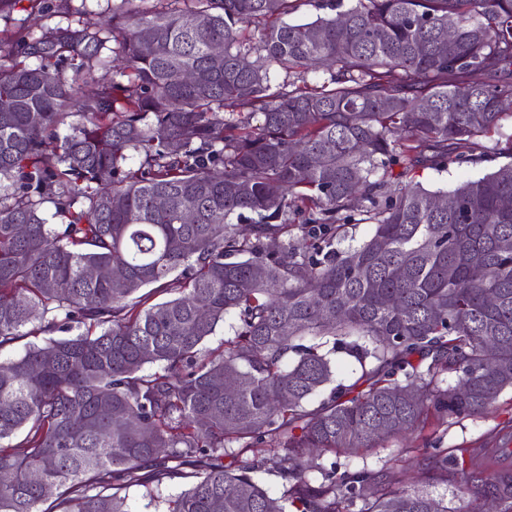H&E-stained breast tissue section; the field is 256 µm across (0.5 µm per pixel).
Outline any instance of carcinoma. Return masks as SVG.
Instances as JSON below:
<instances>
[{"label":"carcinoma","mask_w":512,"mask_h":512,"mask_svg":"<svg viewBox=\"0 0 512 512\" xmlns=\"http://www.w3.org/2000/svg\"><path fill=\"white\" fill-rule=\"evenodd\" d=\"M164 1L20 32L37 62L0 64V350L43 336L0 361V512H44L33 471L54 512H132L128 490L165 478L185 488L160 512H512V448L425 434L512 389V135L490 174L414 180L486 155L512 116V0H332L304 24L281 22L296 0ZM348 224L373 230L340 249ZM151 285L176 296L149 304ZM229 314L234 336L200 356ZM338 354L361 370L349 385ZM408 433L424 484L468 475L466 505L320 463ZM488 158H491V160L486 159L477 163L453 165L447 171L442 172L434 169H424L416 174L415 179L421 182L424 188L431 191L451 190L461 182L482 177L495 171L503 163L510 161V159L498 154H491ZM484 161H490L491 163L484 164ZM332 371L337 382L353 383L359 376V368L343 355L332 356Z\"/></svg>","instance_id":"1"}]
</instances>
